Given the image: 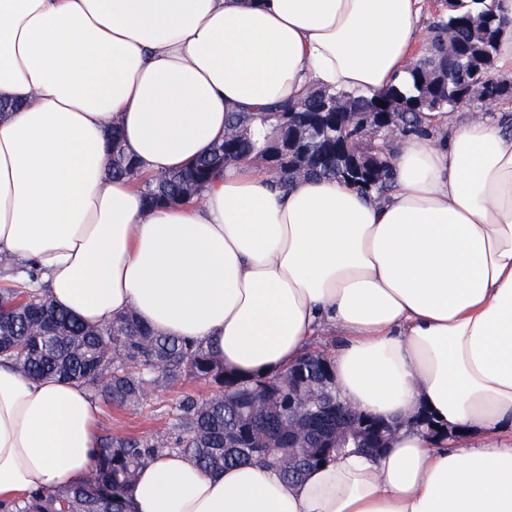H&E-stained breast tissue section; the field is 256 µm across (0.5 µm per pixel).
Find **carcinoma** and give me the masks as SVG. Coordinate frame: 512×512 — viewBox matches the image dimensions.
I'll return each instance as SVG.
<instances>
[{
    "mask_svg": "<svg viewBox=\"0 0 512 512\" xmlns=\"http://www.w3.org/2000/svg\"><path fill=\"white\" fill-rule=\"evenodd\" d=\"M483 0H448L433 25L426 52L409 66V78L383 94L309 88L295 104L267 112L227 113L228 136L191 166L142 182L150 205L171 204L201 194L224 166L251 156L282 184L304 178L340 179L382 196L391 169L378 145L392 134L424 133L430 112H452L474 91L493 97L506 78L496 69L498 37L506 19L482 7ZM386 107H381V104ZM370 112L378 128L364 125ZM112 176L136 179V160L112 135ZM0 358L31 378L53 376L86 385L102 399L136 407L151 389L201 381L208 397L185 395L173 429L146 438L106 437L92 480L0 500V512H134L131 491L139 467L159 452L191 457L218 472L252 461L277 463L272 449L288 451L287 372L242 377L215 360L201 343L164 336L128 313L105 327H91L55 306L38 290L0 289ZM162 368H155V362ZM266 398L261 419L250 418L255 398Z\"/></svg>",
    "mask_w": 512,
    "mask_h": 512,
    "instance_id": "1",
    "label": "carcinoma"
}]
</instances>
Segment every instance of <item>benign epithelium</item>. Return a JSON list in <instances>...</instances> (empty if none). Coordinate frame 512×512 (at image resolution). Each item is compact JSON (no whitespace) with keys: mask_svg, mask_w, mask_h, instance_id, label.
<instances>
[{"mask_svg":"<svg viewBox=\"0 0 512 512\" xmlns=\"http://www.w3.org/2000/svg\"><path fill=\"white\" fill-rule=\"evenodd\" d=\"M288 397L297 413L288 423V471L301 473L309 463L323 458L324 438L336 426V447L353 445L355 451L371 455L384 447L391 426L375 421L355 409L336 392V406L320 404L312 388L301 384L290 390Z\"/></svg>","mask_w":512,"mask_h":512,"instance_id":"benign-epithelium-1","label":"benign epithelium"}]
</instances>
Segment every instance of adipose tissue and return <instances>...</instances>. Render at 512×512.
<instances>
[{"mask_svg":"<svg viewBox=\"0 0 512 512\" xmlns=\"http://www.w3.org/2000/svg\"><path fill=\"white\" fill-rule=\"evenodd\" d=\"M419 0H0V255L104 326L128 312L244 377L329 329L332 376L399 428L293 483L160 453L136 512H512V129L468 117L405 139L391 190L280 186L251 159L151 207L108 173V139L150 178L223 140L225 115L310 86L380 94L417 55ZM427 413L443 429L413 426ZM101 409L83 386L0 364V500L89 479Z\"/></svg>","mask_w":512,"mask_h":512,"instance_id":"1","label":"adipose tissue"}]
</instances>
